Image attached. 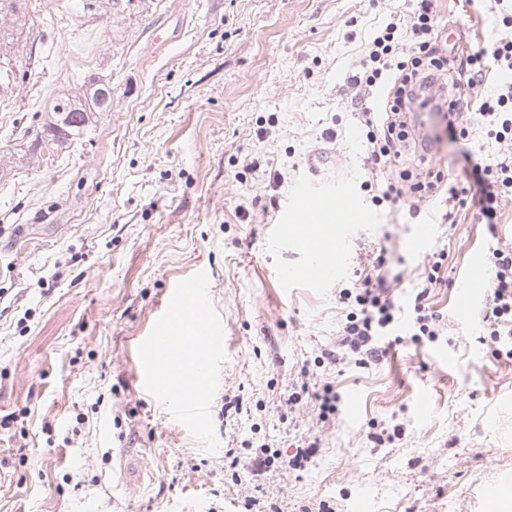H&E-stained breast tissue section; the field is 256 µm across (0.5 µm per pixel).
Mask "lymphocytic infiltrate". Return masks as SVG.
<instances>
[{
    "label": "lymphocytic infiltrate",
    "instance_id": "1",
    "mask_svg": "<svg viewBox=\"0 0 512 512\" xmlns=\"http://www.w3.org/2000/svg\"><path fill=\"white\" fill-rule=\"evenodd\" d=\"M416 6L397 21L379 28L361 50V60L347 84L355 91L353 102L362 115L370 171L382 173L376 183L364 180L362 190L371 192L374 206L407 210L418 217L419 204L430 197H444L446 221L467 205H475L479 220L489 234L497 232V218L504 202L512 200V153L487 155L464 123L454 98L431 96L430 88L442 76L456 74L467 85L482 82L489 70L501 81L494 93L477 108L479 122L488 138L512 143V12L502 11L488 38L463 56H449L434 35L432 0H415ZM386 89L384 106L372 111L368 100L374 89ZM420 109L439 116L446 131L465 143L470 166L466 181L449 177L429 164L426 145L417 139L412 111ZM445 253L428 257L422 276L408 302L398 300L390 281L381 275L365 277L357 286L339 292L349 311L340 344L356 365L379 363L390 345L405 341L415 345L437 342L439 317L430 311L431 288L443 283ZM493 275L488 282L480 321L496 347L495 358L512 360V348H499L502 337L512 335V250L494 248L489 253Z\"/></svg>",
    "mask_w": 512,
    "mask_h": 512
}]
</instances>
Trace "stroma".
<instances>
[{
  "label": "stroma",
  "mask_w": 512,
  "mask_h": 512,
  "mask_svg": "<svg viewBox=\"0 0 512 512\" xmlns=\"http://www.w3.org/2000/svg\"><path fill=\"white\" fill-rule=\"evenodd\" d=\"M407 0H28L27 78L0 97V512H243L248 495L281 512H488L512 476V362L475 340L477 308L457 289L486 272L472 258L512 249V200L490 236L476 207L442 224L371 204L366 143L345 81L362 43ZM458 54L483 42L488 0H435ZM170 40L156 47V32ZM112 86L84 134L45 143L57 97ZM356 188L357 225L336 282L277 273L301 266L292 238L270 240L301 191ZM433 222L448 255L431 311L443 339L390 348L363 368L334 362L347 310L338 292L386 245L400 296L423 267L408 240ZM205 280L224 325L206 388L205 433L138 378L137 345L174 283ZM331 387L338 416L320 421ZM296 402H289V395ZM241 397L245 411L225 414ZM355 413H348L349 397ZM400 422L373 447L372 424ZM321 447L301 472L298 446ZM276 463L236 483L224 451Z\"/></svg>",
  "instance_id": "1"
}]
</instances>
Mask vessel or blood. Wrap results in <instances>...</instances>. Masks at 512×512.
<instances>
[{
  "mask_svg": "<svg viewBox=\"0 0 512 512\" xmlns=\"http://www.w3.org/2000/svg\"><path fill=\"white\" fill-rule=\"evenodd\" d=\"M292 237L309 247L306 262L300 267L279 270L282 282L302 277L316 284L334 281L344 268L352 225L367 217L354 200L350 189H342L337 201L308 191L301 192L296 203L281 217ZM325 224L336 225L335 235L322 233ZM201 280L192 279L174 288L150 334L138 349L141 379L145 384L161 381L163 394L173 412L185 422H198L207 415L205 400L198 395L188 375L181 373L178 359L186 345L198 348L200 371L207 372L224 351L221 326L205 313L207 301Z\"/></svg>",
  "mask_w": 512,
  "mask_h": 512,
  "instance_id": "obj_1",
  "label": "vessel or blood"
}]
</instances>
